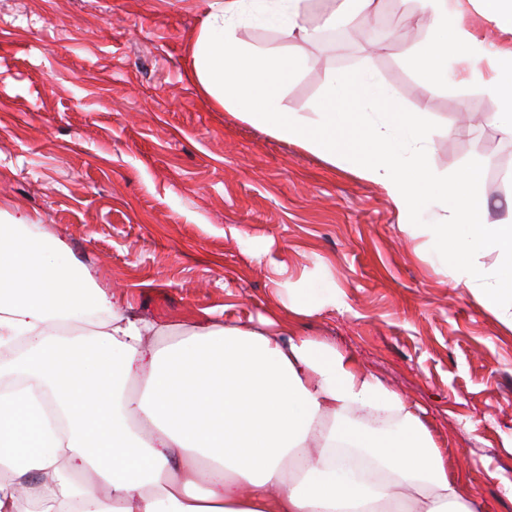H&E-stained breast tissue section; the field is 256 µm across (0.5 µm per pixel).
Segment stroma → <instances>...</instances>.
Masks as SVG:
<instances>
[{
  "label": "stroma",
  "instance_id": "35a3bbf8",
  "mask_svg": "<svg viewBox=\"0 0 512 512\" xmlns=\"http://www.w3.org/2000/svg\"><path fill=\"white\" fill-rule=\"evenodd\" d=\"M212 0H0V215L61 238L100 287L181 340L202 310L226 319L281 309L278 290L328 278L345 306L300 320L420 404L477 512H512V329L455 281L426 236L402 228L384 186L214 108L188 49ZM267 0L239 36L268 45ZM359 25L338 0L302 4L310 68L286 109L313 117L325 76L370 71L405 110L429 112L430 166L476 167L490 219L512 208V139L488 124L482 78L427 86L425 45L319 40Z\"/></svg>",
  "mask_w": 512,
  "mask_h": 512
}]
</instances>
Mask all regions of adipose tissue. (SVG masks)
<instances>
[{
    "label": "adipose tissue",
    "instance_id": "1",
    "mask_svg": "<svg viewBox=\"0 0 512 512\" xmlns=\"http://www.w3.org/2000/svg\"><path fill=\"white\" fill-rule=\"evenodd\" d=\"M244 0H214L189 46L203 96L273 136L383 184L484 308L512 329V212L488 222L473 189L429 163L427 115L400 108L370 74L331 73L315 119L284 109L289 82L310 66L296 46L238 35ZM428 43L412 60L428 81L472 79L476 35L456 6L417 0ZM504 106L493 124L512 137V44L489 52ZM495 267L480 269L485 249ZM287 315L219 321L205 311L181 341L135 314L77 264L62 240L24 217L0 223V348L20 343L25 387L0 391V512L43 474L40 512H474L417 403L400 396L299 319L341 308L329 280L287 291ZM140 390H132L136 376Z\"/></svg>",
    "mask_w": 512,
    "mask_h": 512
}]
</instances>
